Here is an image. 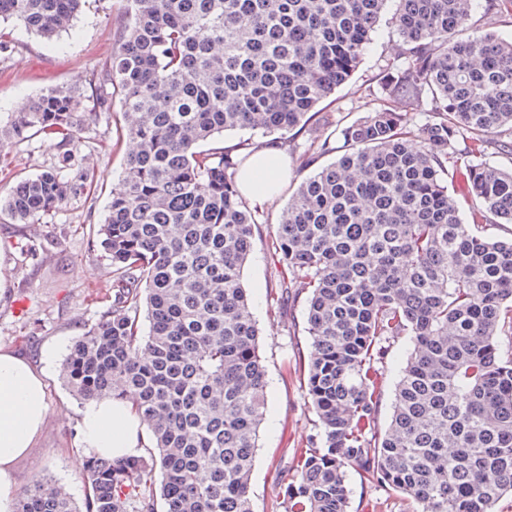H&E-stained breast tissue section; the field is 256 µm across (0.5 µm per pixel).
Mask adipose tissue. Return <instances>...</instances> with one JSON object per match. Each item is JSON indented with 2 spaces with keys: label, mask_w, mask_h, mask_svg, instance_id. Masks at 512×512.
<instances>
[{
  "label": "adipose tissue",
  "mask_w": 512,
  "mask_h": 512,
  "mask_svg": "<svg viewBox=\"0 0 512 512\" xmlns=\"http://www.w3.org/2000/svg\"><path fill=\"white\" fill-rule=\"evenodd\" d=\"M283 154L259 149L238 176L243 193L258 206L275 202L284 180ZM48 416L45 376L26 359L0 347V512H13L8 491L14 463L33 448ZM91 453L109 459L137 454L145 443L143 425L127 403L91 401L79 416Z\"/></svg>",
  "instance_id": "adipose-tissue-1"
}]
</instances>
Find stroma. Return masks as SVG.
Segmentation results:
<instances>
[{
    "label": "stroma",
    "instance_id": "stroma-1",
    "mask_svg": "<svg viewBox=\"0 0 512 512\" xmlns=\"http://www.w3.org/2000/svg\"><path fill=\"white\" fill-rule=\"evenodd\" d=\"M394 9V4H387L358 68L335 92L338 110L350 119L363 116L372 78L401 57L403 41L393 24ZM125 21L123 0H88L73 27L49 42L20 23L0 25V39L10 44L8 51L0 52V113L18 111L20 104L46 89L77 86L85 95L86 110L98 115L83 130L76 149L68 151L32 136L9 145L0 164V199L9 197L19 182L61 166L67 155L88 164L94 174L91 187L39 223L20 224L0 213V346L45 370L48 401L42 433L32 451L14 464L15 483L9 491L13 498L52 478L65 487L73 503L84 500L87 450L78 424L84 403L59 375L77 336L104 310L112 286V266L95 237L123 162L124 150L116 145L112 122L122 105L116 97L107 112H100L91 92L102 63L118 47L117 33ZM301 178L300 172L290 170L275 203L255 208L254 247L243 272L267 375L265 416L250 482L253 512H282L284 479L292 458L317 431L303 372L311 349L306 303L298 298L276 307L272 296L282 268L267 250L280 213ZM412 347L409 338L396 340L383 364L379 427L388 423L395 386ZM348 482L350 512H360L367 503L374 512L413 510L407 496L363 485L356 473H349Z\"/></svg>",
    "mask_w": 512,
    "mask_h": 512
}]
</instances>
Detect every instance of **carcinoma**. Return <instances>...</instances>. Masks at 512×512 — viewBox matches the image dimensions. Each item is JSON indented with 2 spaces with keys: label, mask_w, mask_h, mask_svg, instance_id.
I'll use <instances>...</instances> for the list:
<instances>
[{
  "label": "carcinoma",
  "mask_w": 512,
  "mask_h": 512,
  "mask_svg": "<svg viewBox=\"0 0 512 512\" xmlns=\"http://www.w3.org/2000/svg\"><path fill=\"white\" fill-rule=\"evenodd\" d=\"M86 0H0L51 40ZM387 0H126L127 24L95 95L120 96L121 179L97 242L112 303L61 375L84 401L119 398L151 433L147 455L85 460L84 506L53 479L15 512H253L249 477L266 404L259 331L243 287L255 215L235 178L251 148L303 127L345 84ZM472 0H398L403 57L369 90L372 108L299 155L333 162L297 186L273 234L278 288L305 296L307 396L318 439L290 466L284 512H349L348 470L410 497L417 512H494L512 494V39L482 33ZM424 107L414 127L388 105ZM96 113L56 87L0 121L5 146L37 134L62 147ZM266 137L226 147L224 132ZM2 203L33 224L92 184L69 163ZM469 209L471 222L462 214ZM149 323L142 333L140 315ZM413 348L378 432L380 365Z\"/></svg>",
  "instance_id": "obj_1"
}]
</instances>
